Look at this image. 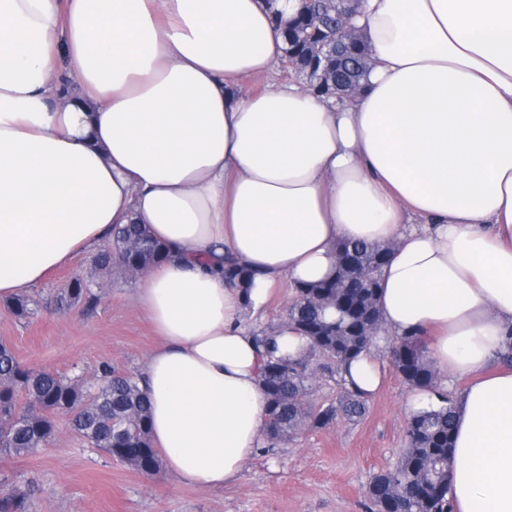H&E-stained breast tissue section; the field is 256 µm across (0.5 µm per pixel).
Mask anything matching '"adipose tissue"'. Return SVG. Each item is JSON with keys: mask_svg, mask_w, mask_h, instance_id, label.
I'll use <instances>...</instances> for the list:
<instances>
[{"mask_svg": "<svg viewBox=\"0 0 512 512\" xmlns=\"http://www.w3.org/2000/svg\"><path fill=\"white\" fill-rule=\"evenodd\" d=\"M355 22L375 64L342 101L240 93L283 54L265 0H0V299L147 225L170 253L136 291L151 436L213 489L266 438L247 315L327 277L338 241L389 245L384 335L467 381L453 512H512V0H363ZM224 280L228 284L242 288L247 292L252 284L253 274L230 257H227L224 260Z\"/></svg>", "mask_w": 512, "mask_h": 512, "instance_id": "adipose-tissue-1", "label": "adipose tissue"}]
</instances>
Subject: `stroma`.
I'll use <instances>...</instances> for the list:
<instances>
[{
  "label": "stroma",
  "mask_w": 512,
  "mask_h": 512,
  "mask_svg": "<svg viewBox=\"0 0 512 512\" xmlns=\"http://www.w3.org/2000/svg\"><path fill=\"white\" fill-rule=\"evenodd\" d=\"M93 260L78 255L30 287L35 305L28 317L0 301V341L22 364L66 376H89L105 363L134 372L155 347V331L135 303L137 280L117 269L96 272ZM78 275L94 278L99 305L57 311L53 296ZM381 364L384 382L364 417L305 427L257 453L221 488L194 487L166 469L141 474L89 447L63 421L36 454L0 457V485L29 486V512H369L367 485L400 456L411 395L389 359Z\"/></svg>",
  "instance_id": "stroma-1"
}]
</instances>
